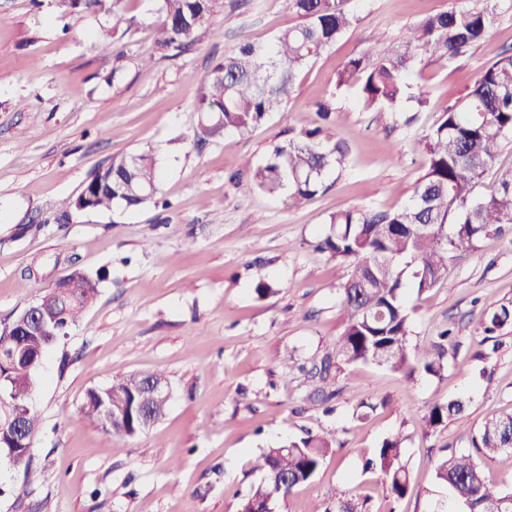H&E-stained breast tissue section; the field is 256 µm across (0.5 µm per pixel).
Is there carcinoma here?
I'll return each instance as SVG.
<instances>
[{"label": "carcinoma", "instance_id": "carcinoma-1", "mask_svg": "<svg viewBox=\"0 0 512 512\" xmlns=\"http://www.w3.org/2000/svg\"><path fill=\"white\" fill-rule=\"evenodd\" d=\"M220 0H161L156 23L157 43L180 48L195 32L212 26ZM481 7L455 4L429 14L402 41L383 44L374 52L346 61L335 74L336 89L354 95L365 112H394L403 102L422 112L429 104L424 92L410 82L412 69L425 61H447L465 53L491 32L499 11L512 12V0H483ZM122 0H63L87 13H118ZM300 23L278 33L268 44L241 42L200 80L201 117L194 137L217 139L227 133L244 134L280 112L297 87V73L347 33L356 18L343 0H290ZM320 122L300 135L271 146L261 163L246 162L232 180L247 177L256 189L298 206L329 187L346 163V148L336 140L330 117L334 102L315 103ZM512 135V54L502 56L480 72L468 92L448 104L423 137L427 167L416 181L408 204L394 210L348 209L329 219V229L316 245L321 253L349 262L348 279L340 289L344 331L333 348L320 359V374L339 364H373L408 377L421 371L438 375L447 363L449 331L439 333L431 347L410 343L414 309L406 290L422 294L448 280V267L468 257L477 244L503 225L512 224V169L499 175L498 188L489 196L478 187L494 166L502 142ZM160 168L155 155L143 152L98 168L86 183L87 211L114 207L138 209L156 201ZM100 278L76 270L66 288L51 291L54 320L44 329L0 331V349L14 352L0 366L9 391L0 394V443L6 446L0 460L23 472L24 484L36 477L31 456L11 444L9 420L24 408L29 440H34L41 415L33 402L44 353L58 341L56 333L75 325L96 298ZM512 324V303L486 316L484 331L494 333ZM169 383L159 371L115 376L102 387L85 390L80 412L103 425L110 411L107 432L133 437L143 431L141 413L162 420L169 401L156 398L151 387ZM466 402L451 398L434 405L421 417L425 432L436 431L448 419L464 412ZM472 446L491 457L512 452V414L486 420L471 439ZM331 436L311 431L305 436L265 449L253 470L258 483L239 495L235 512H262L266 503L286 500L292 491L316 475L330 448ZM368 465L379 471L389 491L403 497L410 474L403 460L401 440H383ZM437 480L448 490V503L436 512H455L457 503L469 512H483L494 500L498 512H512V492L487 481L478 461L470 455L443 458Z\"/></svg>", "mask_w": 512, "mask_h": 512}]
</instances>
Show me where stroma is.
<instances>
[{"instance_id":"35a3bbf8","label":"stroma","mask_w":512,"mask_h":512,"mask_svg":"<svg viewBox=\"0 0 512 512\" xmlns=\"http://www.w3.org/2000/svg\"><path fill=\"white\" fill-rule=\"evenodd\" d=\"M452 0H345L357 24L304 68L284 111L244 135L198 145L192 135L201 78L241 39L269 43L298 24L288 0H222V36L201 30L179 55L158 48L159 0H123L118 15L80 13L60 0H0V329L73 267L102 274L79 323L45 355L34 402L41 428L31 449L40 480L0 464V512H235L257 481L263 448L333 436L316 476L277 512H312L337 493L370 512H429L445 498L435 478L446 455L469 454L487 419L512 412V325L487 335L488 312L512 302V228L483 237L448 270V284L411 295V341L452 328L439 376L343 365L308 376L343 331L339 291L349 265L317 252L332 214L396 210L425 170L422 136L478 73L512 49V13L465 55L419 65L412 77L426 111L365 112L336 89L337 69L380 41H397ZM112 30L102 40L100 27ZM333 99L345 170L324 193L288 208L228 175L262 162L317 119ZM152 151L171 206L72 212L94 171L111 158ZM265 281L270 290L258 295ZM161 370L171 380L166 416L135 437L84 420L87 388ZM336 391L333 413L312 405ZM462 396L465 413L428 434L420 418ZM399 437L411 475L400 500L366 469L382 441Z\"/></svg>"}]
</instances>
